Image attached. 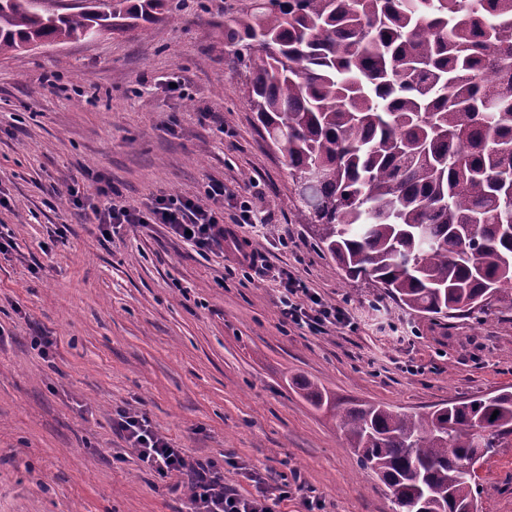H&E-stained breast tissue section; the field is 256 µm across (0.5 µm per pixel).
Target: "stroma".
I'll return each instance as SVG.
<instances>
[{
	"mask_svg": "<svg viewBox=\"0 0 512 512\" xmlns=\"http://www.w3.org/2000/svg\"><path fill=\"white\" fill-rule=\"evenodd\" d=\"M252 3L183 0L173 20L0 55V231L16 244L0 254V512H186L187 493L115 430L128 409L242 495L244 463L304 485L316 512H392L296 379L408 413L512 389V311L479 324L408 313L344 279L296 223L285 158L224 45L225 23ZM98 176L134 206L218 181L251 193L269 223L234 227L205 256L162 224L107 242L68 196ZM244 252L291 270L352 325L315 335L281 322L275 288L240 272ZM479 491L480 512H512V440L484 461Z\"/></svg>",
	"mask_w": 512,
	"mask_h": 512,
	"instance_id": "35a3bbf8",
	"label": "stroma"
}]
</instances>
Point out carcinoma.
<instances>
[{
  "label": "carcinoma",
  "instance_id": "1",
  "mask_svg": "<svg viewBox=\"0 0 512 512\" xmlns=\"http://www.w3.org/2000/svg\"><path fill=\"white\" fill-rule=\"evenodd\" d=\"M165 0L53 14L0 0V55L151 23ZM242 92L288 161L296 221L346 278L416 313L512 311V0H258L224 24ZM309 168L321 178L307 184ZM303 396L333 410L393 512H455L512 435V391L428 412ZM497 417H492L494 411Z\"/></svg>",
  "mask_w": 512,
  "mask_h": 512
}]
</instances>
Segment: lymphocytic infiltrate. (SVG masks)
I'll return each instance as SVG.
<instances>
[{"label": "lymphocytic infiltrate", "mask_w": 512, "mask_h": 512, "mask_svg": "<svg viewBox=\"0 0 512 512\" xmlns=\"http://www.w3.org/2000/svg\"><path fill=\"white\" fill-rule=\"evenodd\" d=\"M69 196L74 208L92 212L103 238H110L117 224H163L176 238L202 253L224 247L223 201L232 203L233 223L250 227L256 220L252 201L219 182L208 183L200 196H153L142 208L114 201L108 182L96 186L91 193L70 187ZM260 273L270 278L280 293L283 322L319 333L350 322L347 310L325 303L305 281L287 269L267 266ZM115 428L145 468L163 478L189 481V512H272L273 504L288 497L286 490L267 485L258 477L253 480L254 494L241 495L236 488L225 485L224 475L214 462L189 459L183 449L157 434L145 415L119 413Z\"/></svg>", "instance_id": "f902f5d3"}]
</instances>
